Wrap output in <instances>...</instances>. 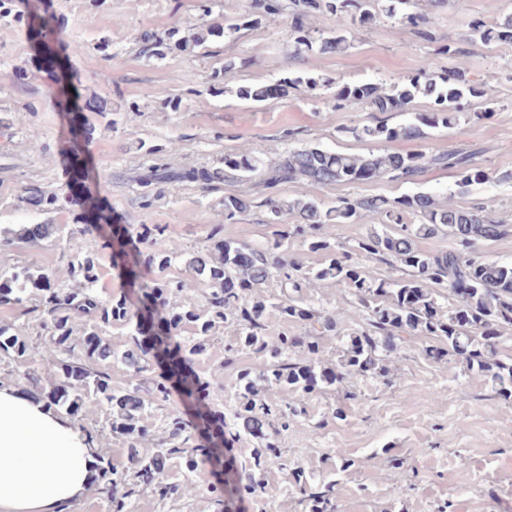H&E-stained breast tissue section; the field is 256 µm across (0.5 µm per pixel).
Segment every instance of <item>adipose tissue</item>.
<instances>
[{"instance_id": "adipose-tissue-1", "label": "adipose tissue", "mask_w": 512, "mask_h": 512, "mask_svg": "<svg viewBox=\"0 0 512 512\" xmlns=\"http://www.w3.org/2000/svg\"><path fill=\"white\" fill-rule=\"evenodd\" d=\"M94 468L78 426L0 387V512H58L85 496Z\"/></svg>"}]
</instances>
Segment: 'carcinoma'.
Segmentation results:
<instances>
[{
	"label": "carcinoma",
	"instance_id": "carcinoma-1",
	"mask_svg": "<svg viewBox=\"0 0 512 512\" xmlns=\"http://www.w3.org/2000/svg\"><path fill=\"white\" fill-rule=\"evenodd\" d=\"M214 0H195L199 22L192 27L173 25L161 32L143 36L146 56L162 60L166 51L176 49L188 54H206L214 37L230 36L252 27L264 18L288 13L293 31V50L297 56L309 52H347L361 33L383 15L407 28L423 43L437 42L436 18L417 10L415 0H277L270 9L266 0H253V11L224 23L208 22ZM327 10L342 24L336 33L316 39L310 36L306 20L314 12ZM14 15L26 21L29 35L41 55L46 72L58 76L53 94L55 106L70 118V137L65 152L69 165L68 191L47 190L40 186L24 189L22 201L45 213H62L80 201L81 210L72 213L70 224H18L0 229V250L18 243H39L69 237L71 251L66 284L44 270L23 267L0 274V304L21 305L32 302L25 313H35L47 333L40 369L29 374L31 387L40 392L46 410L74 415L88 399L108 406L111 427L128 438L134 478L139 485L161 499L180 497L190 491L192 478L200 466H208L217 476L208 492L224 501V512H236L235 506L256 487L253 470L242 467L232 481L224 478V445L228 439L248 434L265 441V448L254 457V467L278 461V449L272 437L288 430L290 418L300 413L298 400L322 386L343 383L357 373L386 377L388 363L399 354L407 336H423L438 343L426 350L437 361L457 356L469 372L491 378L501 395H512V363L499 358L503 331L512 328V264L480 258V243L512 232V225L495 217L493 200L468 208L450 206L429 193L395 198L363 196L339 198L327 206L323 201L303 195L284 200L278 187L288 182L328 187L378 179L414 183L430 167L455 170L458 186L465 190L490 182L487 170L475 161L474 154L461 150L431 153H341L317 147L289 150L282 159L268 163L262 157L244 153L227 154L218 166L176 169L168 166L160 150H150L152 163L136 176L144 187L140 206L151 208L173 183L190 182L203 189L233 185L252 180L258 195L229 194L217 211V223L208 232L209 248L184 261L185 269L202 284L199 301L193 306L176 302L185 282L168 275L181 261L176 247L166 249L164 224H139L129 227L113 223L104 205L106 181L88 174L85 147L93 138L95 126L85 116L112 113V105L101 98L82 97L70 92L66 69L69 57L81 52L77 43H62V26L48 10L46 0H0V17ZM481 43L512 44V10L485 21L473 19L455 39L439 46V51L464 59L470 46ZM336 87L334 106L338 109L368 108L373 112H406L418 98L431 102V110L417 114L415 121L390 127L376 117L374 122L348 129L360 141L420 139L425 129L448 128L461 116L479 122L492 115V109L469 112L470 98L486 95L456 67L438 75L426 63L394 81L347 83L330 78L295 76L277 84L253 83L237 86L239 99L264 102L288 90L313 92L318 87ZM253 208L264 209L267 224H277L271 244L252 245L224 238V223ZM370 215L377 225L365 238L348 250L338 252L331 243L327 226L351 224ZM293 223H288V220ZM451 233L459 249L445 253H427L416 245L420 237ZM100 242L110 251L117 269L137 299L122 292L105 295L100 289L98 252L90 249L85 236ZM305 238L308 249L325 252L328 259L315 271H306L288 254L289 241ZM366 257L385 264L399 265L405 277L371 279L360 265ZM278 278L280 294L271 303L288 320L320 325V335L340 334V318L306 305L301 291L315 282L342 285L354 296L359 311L366 316L367 327L350 338L336 368L321 365L317 359L319 341L315 336H283L271 345L264 339L263 301L248 300L250 294L271 278ZM452 297L453 304L443 310L441 300ZM236 317L240 336L228 345L230 355L243 348L265 354L257 377L241 375L242 384L231 394L234 402L229 415L205 401L206 393L221 383L222 373L210 377L198 375L193 365L202 359L215 330L228 316ZM120 324L126 329L122 348L112 349L109 329ZM190 330L187 336L184 330ZM32 352L29 337L11 324H0V356L23 364ZM117 361L126 366L124 388L112 387L109 367ZM158 365L164 369L151 379L145 374ZM291 389L297 400L274 407L262 395V385ZM179 393L182 404L195 409V420H185L175 410L167 416L166 436L150 453L139 448L148 440L140 423L143 414L154 405L169 401L171 389ZM197 433L206 442L188 447ZM186 459L185 483L165 482L161 474L168 460ZM102 479L107 481L109 512H130L134 490L128 488L127 472L118 471L105 455H99ZM299 491L307 495L310 512H336V505L324 495L307 492V480L295 473Z\"/></svg>",
	"mask_w": 512,
	"mask_h": 512
}]
</instances>
